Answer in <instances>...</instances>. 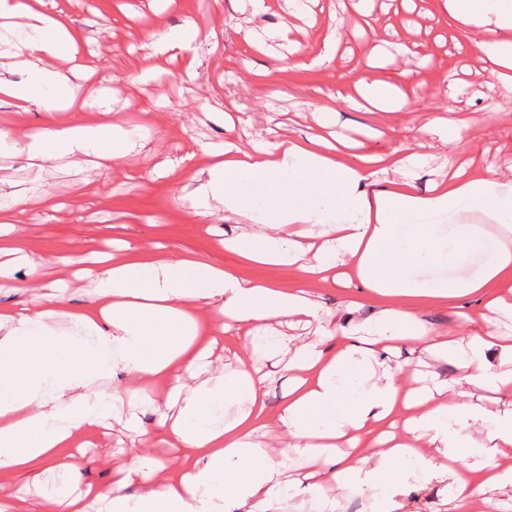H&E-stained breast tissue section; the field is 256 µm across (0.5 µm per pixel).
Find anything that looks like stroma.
<instances>
[{"instance_id":"obj_1","label":"stroma","mask_w":512,"mask_h":512,"mask_svg":"<svg viewBox=\"0 0 512 512\" xmlns=\"http://www.w3.org/2000/svg\"><path fill=\"white\" fill-rule=\"evenodd\" d=\"M176 2L170 8L164 0H44L46 12L66 13L81 32L83 54L97 74L113 120L149 128L148 137L129 157L101 173L75 169L64 159L36 170L22 150L0 159V201L9 202L13 191L27 194L20 233L30 258L42 265L43 284L62 282L63 306L86 307L92 299L87 282L72 281L64 258L112 240L147 250L158 247L173 259L191 253L233 273L294 288L283 268L247 264L225 249V239L239 232L240 217L220 210L206 223H192L193 192L203 180L202 166L183 162L182 156L193 142L219 149L232 140L249 150L273 131L303 142L335 137L348 142L340 160L350 167L359 163L356 143L368 152L398 149L416 154L404 177L421 194L447 174L452 156L478 176L512 167V102L497 83L486 79V57L471 42L473 26L449 22L432 0H375L368 23L350 0H310L299 18L252 15L248 0H223L219 8L200 0ZM191 22L200 30L195 73L182 74L178 62L171 60L164 77L134 81L151 53L145 32ZM284 22L292 29L288 43L268 35ZM408 28L416 44L411 53L398 49ZM331 32L339 47L330 66L295 67L298 57L321 54L322 40ZM364 76L398 86L405 104L389 111L358 108L354 84ZM147 102L152 105L148 111L143 108ZM431 109L454 118L456 139L422 131L414 114ZM311 292L325 321L338 326H358L375 316L358 279L318 282ZM481 308L476 297L467 296L418 308L417 315L448 329ZM213 358L227 370L244 361L266 373L267 409L277 415L291 386V372H270L262 356L252 354L232 333L220 336ZM387 358L427 380L461 374L443 354L416 346L400 348ZM132 414L143 428L156 429L157 412L127 401L113 413L107 434L81 437L88 480L108 483L114 467L130 463V449L141 445L138 431L126 424Z\"/></svg>"}]
</instances>
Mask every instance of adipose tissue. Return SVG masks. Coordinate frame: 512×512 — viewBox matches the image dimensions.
I'll use <instances>...</instances> for the list:
<instances>
[{"label":"adipose tissue","instance_id":"ef3b65f1","mask_svg":"<svg viewBox=\"0 0 512 512\" xmlns=\"http://www.w3.org/2000/svg\"><path fill=\"white\" fill-rule=\"evenodd\" d=\"M42 4L0 0V41L11 39L29 74L20 83L1 77L0 95L22 112L35 102L49 113L83 111L96 81L78 53L82 37L67 16L42 13ZM439 7L476 26L486 75L511 96L512 0H440ZM196 37L190 28L146 34L154 54L179 59L188 76L198 66ZM101 112L96 120L47 121L22 142L0 128V158L21 148L37 168L70 157L90 170L108 168L147 128L113 123L109 106ZM185 158L203 160L208 174L195 193L194 219H207L218 205L246 217L248 199L260 202L276 226L252 225L224 246L246 262L289 268L298 288L284 291L195 257L172 261L127 245L121 260L100 252L73 270L94 287L89 307L61 310L53 291L22 308L0 307V475L61 471L67 482L51 494L49 512H278L288 497L299 499L298 512H343L324 492L331 482L370 494L374 512H407L410 491L435 483L448 489L455 512H497L491 490L512 484V371H493L487 361L502 339L487 314L512 317V251H499L479 276H463L485 247L479 227L463 216L487 212L502 238H512V179L497 172L472 177L452 163L449 178L421 195L406 180L376 178L381 164L405 170L409 155L368 156L349 167L333 145L281 137L251 151L228 142L223 152L202 155L191 145ZM424 214L448 218L451 240L420 223ZM17 222L15 206L0 207V287L21 266L40 276ZM336 253L385 307L361 335L330 330L331 349L285 346L272 325L318 319L309 288L329 270L323 255ZM429 266L458 275L418 287L413 269ZM464 295L485 296L486 310L468 315L463 331L427 325L413 308ZM230 322L270 362L291 352L296 377L277 419H270L263 379L250 366L230 374L213 367ZM407 343L454 356L463 375L452 386L435 378L407 387L401 368L383 359ZM189 369L197 383L174 384ZM120 374L140 404L164 403L159 425L184 451L175 476L166 474L167 457L148 451L113 471L109 483L85 481L72 441L107 428L123 401L107 382ZM487 392L500 408L485 405ZM228 403L244 406L230 420ZM282 437L311 469L288 474L268 450Z\"/></svg>","mask_w":512,"mask_h":512}]
</instances>
